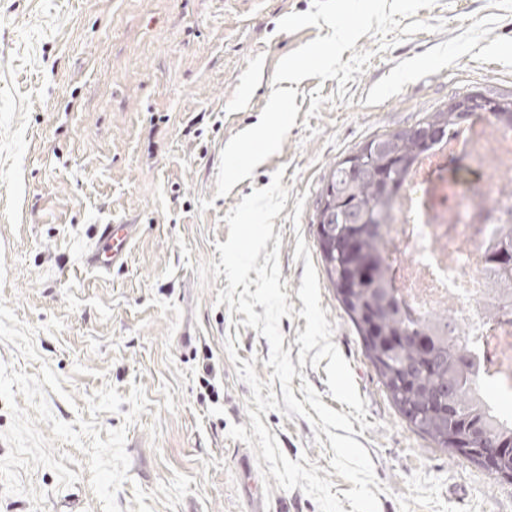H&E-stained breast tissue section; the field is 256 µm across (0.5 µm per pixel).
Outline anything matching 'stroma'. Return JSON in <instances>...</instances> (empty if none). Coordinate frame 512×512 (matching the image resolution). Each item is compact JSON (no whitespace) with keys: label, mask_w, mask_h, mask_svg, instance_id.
<instances>
[{"label":"stroma","mask_w":512,"mask_h":512,"mask_svg":"<svg viewBox=\"0 0 512 512\" xmlns=\"http://www.w3.org/2000/svg\"><path fill=\"white\" fill-rule=\"evenodd\" d=\"M313 0H0V364L50 368L55 419L72 423L104 385L149 403L127 426L122 512H247L232 425H250L252 393L225 344L261 380L270 346L244 316L217 305L226 214L275 172L289 196L280 235L283 350L306 417L261 420L291 460L308 456L344 512H512V482L437 448L400 417L336 300L319 257L315 200L331 167L374 135L414 125L454 94L512 96V0H436L417 19L443 31L379 51L337 97V80L296 83L299 108L281 150L228 195L216 193L220 153L255 126L277 62L329 26L283 33ZM354 50V51H355ZM327 101L309 115L312 90ZM134 224L125 268L90 269L96 225ZM213 361L214 375L202 369ZM80 476L59 487L37 468L23 483L44 512H102L88 457L55 442Z\"/></svg>","instance_id":"stroma-1"}]
</instances>
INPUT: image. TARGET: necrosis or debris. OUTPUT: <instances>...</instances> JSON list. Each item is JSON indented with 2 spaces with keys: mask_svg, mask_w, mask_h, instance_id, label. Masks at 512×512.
Masks as SVG:
<instances>
[{
  "mask_svg": "<svg viewBox=\"0 0 512 512\" xmlns=\"http://www.w3.org/2000/svg\"><path fill=\"white\" fill-rule=\"evenodd\" d=\"M460 155L485 178L449 181ZM391 217L383 255L404 311L415 319L444 307L450 326H465L476 393L511 425L498 399L512 394V298L491 299L484 281L499 228L512 223V128L477 115L449 131L411 167Z\"/></svg>",
  "mask_w": 512,
  "mask_h": 512,
  "instance_id": "necrosis-or-debris-1",
  "label": "necrosis or debris"
}]
</instances>
